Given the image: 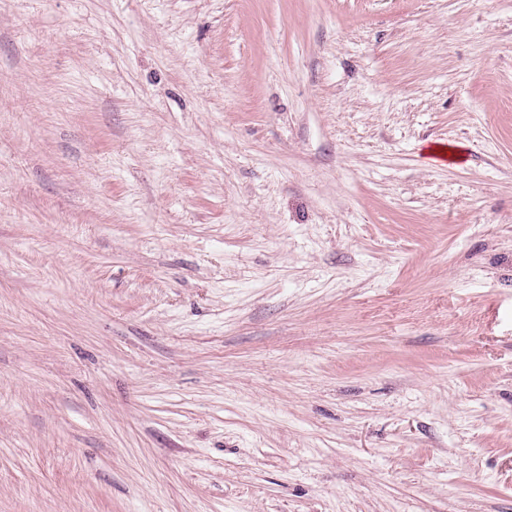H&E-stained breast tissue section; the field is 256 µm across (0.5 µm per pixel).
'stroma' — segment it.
<instances>
[{
  "label": "stroma",
  "instance_id": "obj_1",
  "mask_svg": "<svg viewBox=\"0 0 512 512\" xmlns=\"http://www.w3.org/2000/svg\"><path fill=\"white\" fill-rule=\"evenodd\" d=\"M0 512H512V0H0Z\"/></svg>",
  "mask_w": 512,
  "mask_h": 512
}]
</instances>
